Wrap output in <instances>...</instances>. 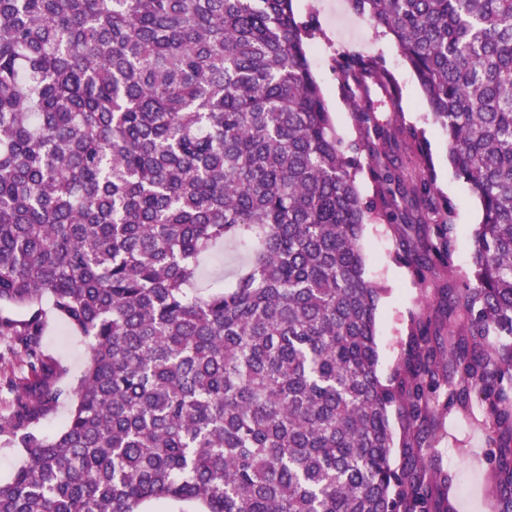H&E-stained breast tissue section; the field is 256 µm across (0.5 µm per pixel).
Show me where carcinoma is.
I'll return each mask as SVG.
<instances>
[{
  "instance_id": "obj_1",
  "label": "carcinoma",
  "mask_w": 512,
  "mask_h": 512,
  "mask_svg": "<svg viewBox=\"0 0 512 512\" xmlns=\"http://www.w3.org/2000/svg\"><path fill=\"white\" fill-rule=\"evenodd\" d=\"M351 2L411 67L481 206L466 270L400 88L380 58L343 54L362 197L292 0H0V304L33 309L0 317L27 369L6 378L0 437L26 459L0 512H456L426 459L439 415L475 401L512 512V0ZM401 140L426 176L379 151ZM367 224L435 288L385 382ZM229 248L237 270L205 278ZM45 302L91 349L52 438L33 431L61 397Z\"/></svg>"
}]
</instances>
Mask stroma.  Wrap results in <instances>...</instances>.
<instances>
[{
	"label": "stroma",
	"mask_w": 512,
	"mask_h": 512,
	"mask_svg": "<svg viewBox=\"0 0 512 512\" xmlns=\"http://www.w3.org/2000/svg\"><path fill=\"white\" fill-rule=\"evenodd\" d=\"M293 7L297 20L314 33L308 57L343 145L354 143L359 133L341 77L334 67L335 55L354 52L380 57L394 76L402 92L404 119L423 131L438 191L455 206L454 222L460 236L457 262L468 267L471 236L481 220V208L468 185L455 176L449 165L446 139L433 123L407 62L389 39L376 36L368 22L352 10L349 0H293ZM361 244L367 274L383 290L377 329L379 373L386 378L400 365L409 320L425 306L426 300L411 272L397 259L398 244L386 225H366ZM41 344L56 367L54 383L62 392L56 408L35 425L40 435L51 436L63 428L70 415L73 390L86 369L90 349L85 337L52 313L46 317ZM480 418L476 408L468 414L450 412L440 418L436 464L450 477L448 496L456 512H493V484L487 474Z\"/></svg>",
	"instance_id": "35a3bbf8"
}]
</instances>
